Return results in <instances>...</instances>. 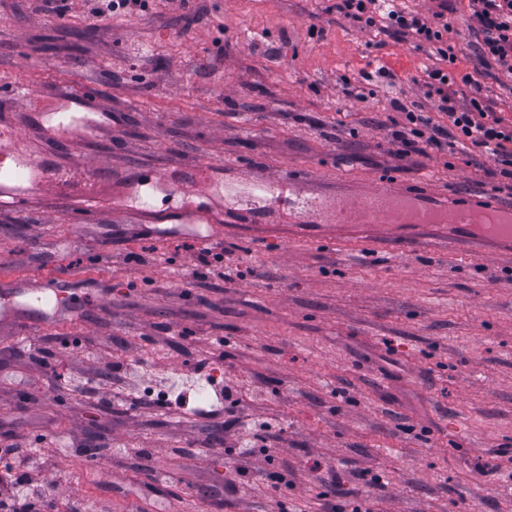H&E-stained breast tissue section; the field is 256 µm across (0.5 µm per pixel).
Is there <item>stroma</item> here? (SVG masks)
I'll use <instances>...</instances> for the list:
<instances>
[{
	"label": "stroma",
	"mask_w": 512,
	"mask_h": 512,
	"mask_svg": "<svg viewBox=\"0 0 512 512\" xmlns=\"http://www.w3.org/2000/svg\"><path fill=\"white\" fill-rule=\"evenodd\" d=\"M329 5L174 0L101 21L84 0L62 17L0 0V114H22L38 155L99 167L92 215L65 188L0 208V285L65 275L112 297L77 294L63 322L25 311L22 335L0 326V447L65 449L64 494L112 512H263L271 496L287 512H512V467L492 468L512 448V258L470 253L466 227L297 233L282 211L239 204L246 162L323 189L427 179L435 204L486 179L471 145L396 156L390 98L448 121L417 83L442 62ZM448 21L474 81L455 90L512 122V77L480 64L466 0ZM361 73L366 99L348 98L342 77ZM83 86L103 132L78 148L56 111L30 105ZM175 162L212 168L209 196L180 178L156 194L162 209H212L196 231L132 210L138 170ZM200 233L231 250L232 280L210 274ZM114 364L119 382H99Z\"/></svg>",
	"instance_id": "obj_1"
}]
</instances>
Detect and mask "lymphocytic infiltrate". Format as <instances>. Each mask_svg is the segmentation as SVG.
Returning <instances> with one entry per match:
<instances>
[{"instance_id": "lymphocytic-infiltrate-1", "label": "lymphocytic infiltrate", "mask_w": 512, "mask_h": 512, "mask_svg": "<svg viewBox=\"0 0 512 512\" xmlns=\"http://www.w3.org/2000/svg\"><path fill=\"white\" fill-rule=\"evenodd\" d=\"M469 7L482 56L512 75V0H469ZM335 9L359 29H378L417 52L435 49L451 64L459 60L446 40L449 0H436L423 12L407 10L402 0H336ZM425 86L426 98H438V108L446 112L448 122H433L422 104L410 107L392 99L388 122L400 144V155L425 157L431 149H452L468 142L492 155L494 166L487 169V176L512 180V124L495 117L481 98H457L444 69L428 70ZM49 460L40 448H0V512H106L105 501L63 496L56 484L45 482Z\"/></svg>"}]
</instances>
